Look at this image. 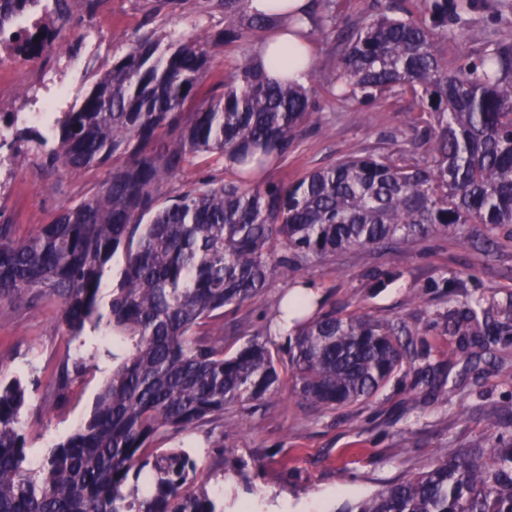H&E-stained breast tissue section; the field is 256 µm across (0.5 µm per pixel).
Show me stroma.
<instances>
[{"instance_id": "obj_1", "label": "stroma", "mask_w": 512, "mask_h": 512, "mask_svg": "<svg viewBox=\"0 0 512 512\" xmlns=\"http://www.w3.org/2000/svg\"><path fill=\"white\" fill-rule=\"evenodd\" d=\"M458 2L448 0V26L456 34L449 53L474 56L489 28L512 35V14L495 13V0H471L464 11ZM372 5L373 0H336L335 27L313 29L316 75L305 87L319 121L305 127L289 154L274 160L263 179H296L404 129L414 110L410 98L343 110L324 91L334 72L337 32L357 22ZM223 26V10L205 8L204 0H183L174 12L156 9L153 0H100L92 12L86 10L85 0H68L62 36L43 56L62 60L68 38L95 32L88 60L66 72L68 99L73 102L86 94L113 56L124 51L132 35H211ZM11 168L8 182L0 185V224L13 225L20 237L49 223L62 206L89 194L107 174L103 167L80 173L50 170L28 144L14 155ZM470 231L468 241L454 234L437 235L350 252L333 263L313 264L294 277L276 278L256 300L225 309V327L260 325L266 307L288 294L293 281H306L327 310L391 319L412 316V327L423 335L427 353L408 365L405 377L392 380L363 404L319 413L285 390L250 416L227 412L223 430L183 434L217 498L233 496L251 512H344L385 484L428 468L448 451L483 441L491 417L512 419V369L485 361L474 364L459 349L456 337L438 323L448 308L439 282H464L469 293L500 304L512 298V234L501 231L493 248L486 249L476 241L482 226L471 225ZM391 270L400 271L398 280L385 288L372 287L373 275ZM83 339L87 374L73 386L64 407L44 408L45 388L67 350V339L57 329L56 308L46 301L0 303V365L28 383L22 421L31 456L47 452L90 414L100 383L112 369L105 354L111 345L109 330L86 328ZM426 365L442 372L440 389L427 399L415 385L418 369Z\"/></svg>"}]
</instances>
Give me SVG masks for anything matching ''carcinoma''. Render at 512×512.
<instances>
[{"mask_svg": "<svg viewBox=\"0 0 512 512\" xmlns=\"http://www.w3.org/2000/svg\"><path fill=\"white\" fill-rule=\"evenodd\" d=\"M218 0L224 29L203 39L129 40L92 88L60 113L51 135L28 127L43 163L68 173L108 168L106 178L53 221L19 238L0 224V300L47 299L70 340L86 325L112 326V374L93 411L38 461L28 460L21 412L28 385L0 377V512H224L197 485L198 464L182 446L154 448L161 436L224 426V412L292 388L316 411L377 396L423 343L408 318L317 311L297 296L287 344L266 339L288 311L277 303L248 340L224 334V308L258 298L268 282L350 251L406 243L470 224L487 241L512 224V37L486 33L476 57L442 48L448 0H414L404 16L367 13L337 35L331 92L340 105L396 96L425 116L407 122L412 150L393 134L277 183L259 178L288 153L315 112L288 69L270 78L252 57L207 84L213 46L248 41L282 18L304 28L313 15L270 0ZM28 0H0V40L37 55L51 32L13 30ZM206 155L235 171L200 172L173 195L162 185L189 159ZM125 266L100 311L106 267ZM447 289L448 332L472 356L512 346V301ZM288 354V377L278 367ZM88 365L65 354L44 402L64 404ZM348 512H512V422L493 423L483 447L459 448L427 470L392 483Z\"/></svg>", "mask_w": 512, "mask_h": 512, "instance_id": "obj_1", "label": "carcinoma"}]
</instances>
